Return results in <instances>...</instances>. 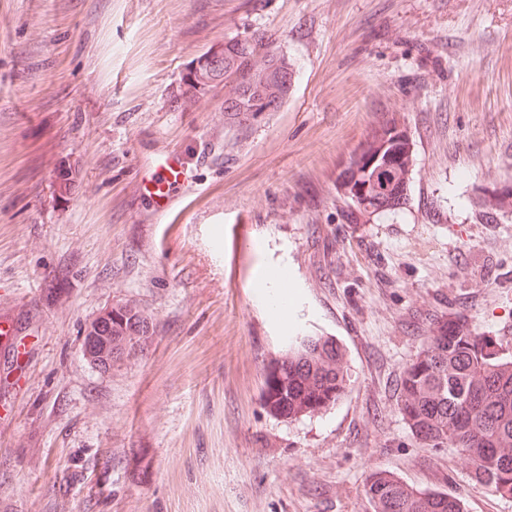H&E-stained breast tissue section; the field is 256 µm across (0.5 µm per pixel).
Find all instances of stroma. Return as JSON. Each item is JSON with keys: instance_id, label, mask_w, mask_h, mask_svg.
<instances>
[{"instance_id": "obj_1", "label": "stroma", "mask_w": 512, "mask_h": 512, "mask_svg": "<svg viewBox=\"0 0 512 512\" xmlns=\"http://www.w3.org/2000/svg\"><path fill=\"white\" fill-rule=\"evenodd\" d=\"M256 32L294 68L278 111L177 103L195 58ZM391 118L408 200L369 219L336 175ZM172 156L165 217L144 186ZM508 183L512 0H0V512H370L374 469L512 512L395 393L450 316L512 354V219L469 206ZM280 269L285 323L258 300ZM122 303L155 335L103 371L84 330ZM291 328L342 343L351 379L292 421L260 399Z\"/></svg>"}]
</instances>
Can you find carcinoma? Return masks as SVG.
Returning <instances> with one entry per match:
<instances>
[{"label": "carcinoma", "mask_w": 512, "mask_h": 512, "mask_svg": "<svg viewBox=\"0 0 512 512\" xmlns=\"http://www.w3.org/2000/svg\"><path fill=\"white\" fill-rule=\"evenodd\" d=\"M253 45L229 42L227 57L250 70L275 52L255 34ZM288 83L265 88V105L277 111L291 93ZM243 96L224 70V103L233 112ZM413 151L406 130L395 120L373 128L350 152L336 176V188L362 216L390 213L407 200ZM471 209L491 224L512 216V186L504 184L471 200ZM154 324L130 304L112 307L108 345L133 356L150 343ZM344 347L331 336L288 335V349L265 368L261 399L265 410L286 419L322 413L348 392ZM397 409L412 436L428 448H455L471 469L477 489L512 498V356L494 336L477 332L467 318L438 323L425 347L403 369ZM372 512H466L463 501L442 492L419 490L382 469L364 483Z\"/></svg>", "instance_id": "obj_1"}]
</instances>
